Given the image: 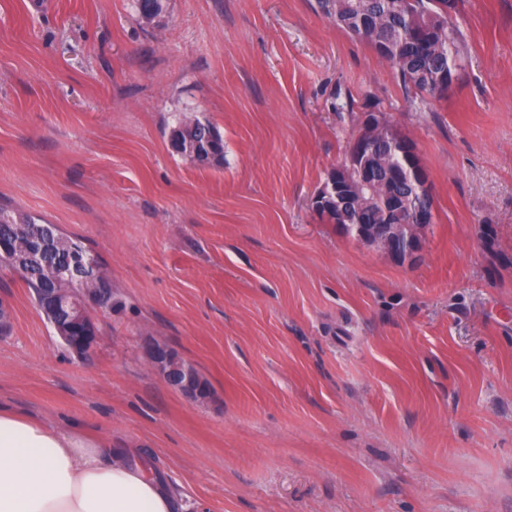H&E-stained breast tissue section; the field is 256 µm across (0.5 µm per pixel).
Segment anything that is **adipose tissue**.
I'll return each instance as SVG.
<instances>
[{"mask_svg":"<svg viewBox=\"0 0 512 512\" xmlns=\"http://www.w3.org/2000/svg\"><path fill=\"white\" fill-rule=\"evenodd\" d=\"M88 431L0 412V512H183L150 463Z\"/></svg>","mask_w":512,"mask_h":512,"instance_id":"adipose-tissue-1","label":"adipose tissue"}]
</instances>
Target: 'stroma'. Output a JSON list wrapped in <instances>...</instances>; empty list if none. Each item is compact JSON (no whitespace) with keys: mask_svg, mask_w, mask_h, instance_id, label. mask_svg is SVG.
<instances>
[{"mask_svg":"<svg viewBox=\"0 0 512 512\" xmlns=\"http://www.w3.org/2000/svg\"><path fill=\"white\" fill-rule=\"evenodd\" d=\"M315 7L0 0V205L80 240L122 303L78 359L0 268V411L81 423L202 512H512V0H464L458 80L415 102ZM373 105L430 179L402 262L311 205ZM186 118L221 164L172 150ZM146 355L159 378L171 389L193 402L204 403L210 398L207 381L179 354L166 345L149 344Z\"/></svg>","mask_w":512,"mask_h":512,"instance_id":"obj_1","label":"stroma"}]
</instances>
